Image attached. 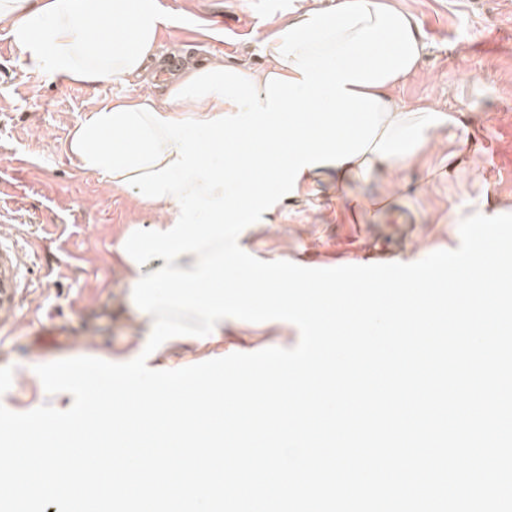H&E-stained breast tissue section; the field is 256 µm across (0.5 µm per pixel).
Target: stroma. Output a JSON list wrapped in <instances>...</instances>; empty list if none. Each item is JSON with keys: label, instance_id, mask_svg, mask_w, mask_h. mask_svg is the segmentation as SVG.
<instances>
[{"label": "stroma", "instance_id": "1", "mask_svg": "<svg viewBox=\"0 0 512 512\" xmlns=\"http://www.w3.org/2000/svg\"><path fill=\"white\" fill-rule=\"evenodd\" d=\"M172 24L156 52L257 70L260 44L297 15L337 0H160ZM416 20L425 48L416 73L394 90L411 106L452 111L440 130L398 173L353 184L372 212L343 210L331 174L298 186L245 228L241 248L262 261L325 260L344 252L385 249L413 263L460 244L457 220L477 211H512V173L495 169L503 131H512V0H393ZM150 77L126 84L85 86L52 80L27 66L0 28V241L22 257L23 294L14 322L0 340V405L24 413L48 399L35 368L78 356L123 363L148 340V321L130 299L127 268L115 247L130 231L148 229L154 208L108 188L81 169L67 141L76 122L118 95L159 93ZM399 203L415 216L390 224L380 203ZM53 330L50 343L40 331ZM300 339L287 321H224L218 339L181 336L148 365L175 370L232 353L291 348Z\"/></svg>", "mask_w": 512, "mask_h": 512}]
</instances>
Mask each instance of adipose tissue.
Segmentation results:
<instances>
[{
    "instance_id": "1",
    "label": "adipose tissue",
    "mask_w": 512,
    "mask_h": 512,
    "mask_svg": "<svg viewBox=\"0 0 512 512\" xmlns=\"http://www.w3.org/2000/svg\"><path fill=\"white\" fill-rule=\"evenodd\" d=\"M169 23L160 0H0V25L8 30L21 60L55 80L112 84L139 77ZM393 87L389 81L373 88V95L388 104L392 114L368 151L335 165L337 181L362 180L384 167H406L434 131L452 122V115L436 108L401 104L392 95ZM145 102L160 115L174 118L183 113L206 120L237 111L214 95L172 104L142 95L118 96L105 108Z\"/></svg>"
}]
</instances>
